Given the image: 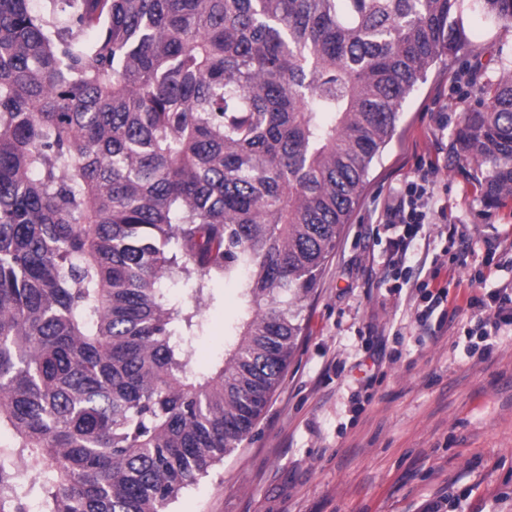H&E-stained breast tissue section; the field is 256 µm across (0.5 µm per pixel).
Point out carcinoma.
Here are the masks:
<instances>
[{
  "label": "carcinoma",
  "mask_w": 512,
  "mask_h": 512,
  "mask_svg": "<svg viewBox=\"0 0 512 512\" xmlns=\"http://www.w3.org/2000/svg\"><path fill=\"white\" fill-rule=\"evenodd\" d=\"M463 2L0 0V512H170L251 433ZM455 145L512 197L511 75ZM182 275L238 292L206 372ZM196 287L195 280L181 277L166 279L159 286L168 307L184 309L194 305L193 289Z\"/></svg>",
  "instance_id": "1"
}]
</instances>
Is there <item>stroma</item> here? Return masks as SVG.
<instances>
[{"instance_id":"obj_1","label":"stroma","mask_w":512,"mask_h":512,"mask_svg":"<svg viewBox=\"0 0 512 512\" xmlns=\"http://www.w3.org/2000/svg\"><path fill=\"white\" fill-rule=\"evenodd\" d=\"M463 44L408 96L396 133L372 168L349 224L305 301L302 333L288 368L252 433L206 476L184 489L172 512H512V329L491 353L468 357L466 281L487 288L512 271L486 265L487 241L512 244V198L486 208L476 188L483 172L459 161L454 147L462 112L480 90L512 71V26L465 13ZM448 127L435 124L437 112ZM435 162L443 217L416 238L408 264L441 262L437 279L456 315L437 336L420 339V303L397 288L384 264L390 235L379 217ZM470 266L449 269L459 247ZM195 280L160 288L168 307L199 306L194 366L208 370L224 351V316L235 288L216 282L195 302ZM374 382H357L358 361Z\"/></svg>"}]
</instances>
